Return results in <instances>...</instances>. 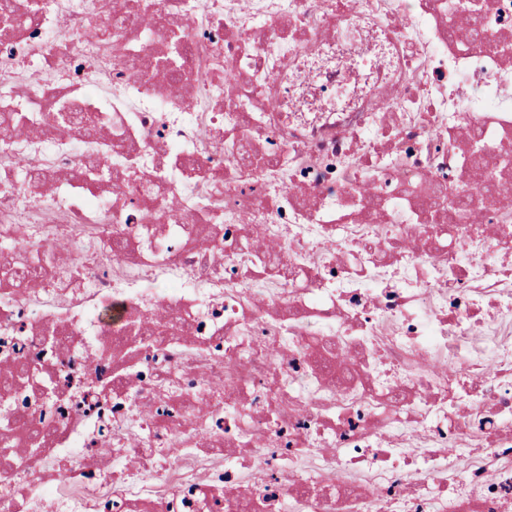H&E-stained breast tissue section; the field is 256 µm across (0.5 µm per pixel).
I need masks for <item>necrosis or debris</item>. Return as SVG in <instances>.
Returning <instances> with one entry per match:
<instances>
[{
    "instance_id": "obj_1",
    "label": "necrosis or debris",
    "mask_w": 512,
    "mask_h": 512,
    "mask_svg": "<svg viewBox=\"0 0 512 512\" xmlns=\"http://www.w3.org/2000/svg\"><path fill=\"white\" fill-rule=\"evenodd\" d=\"M123 2L135 70L83 38L112 0L0 12V112L42 117L9 141L54 174L28 203L0 159V243L74 252L0 278V512H512V0L479 37L448 0ZM60 112L140 190L73 181Z\"/></svg>"
}]
</instances>
